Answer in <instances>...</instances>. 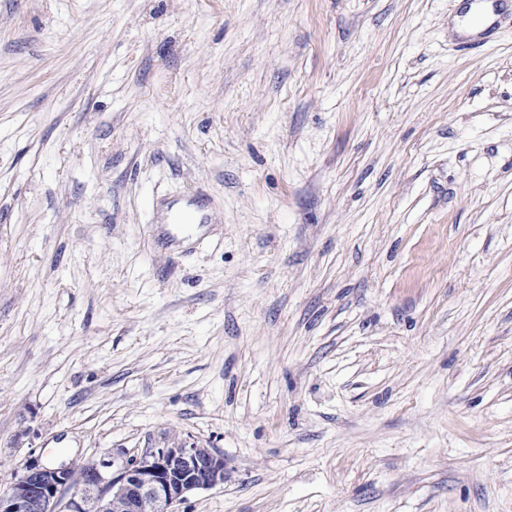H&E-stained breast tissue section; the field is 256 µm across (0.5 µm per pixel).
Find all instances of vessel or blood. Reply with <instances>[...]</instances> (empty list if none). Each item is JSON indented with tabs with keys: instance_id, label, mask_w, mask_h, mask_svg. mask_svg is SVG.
<instances>
[{
	"instance_id": "1",
	"label": "vessel or blood",
	"mask_w": 512,
	"mask_h": 512,
	"mask_svg": "<svg viewBox=\"0 0 512 512\" xmlns=\"http://www.w3.org/2000/svg\"><path fill=\"white\" fill-rule=\"evenodd\" d=\"M215 218L203 194L183 195L166 202L157 212L153 236L171 257L193 252L211 238Z\"/></svg>"
}]
</instances>
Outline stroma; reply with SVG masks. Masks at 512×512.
<instances>
[{
    "label": "stroma",
    "mask_w": 512,
    "mask_h": 512,
    "mask_svg": "<svg viewBox=\"0 0 512 512\" xmlns=\"http://www.w3.org/2000/svg\"><path fill=\"white\" fill-rule=\"evenodd\" d=\"M0 0V491L194 444L178 512H512V0ZM201 191L175 261L151 200Z\"/></svg>",
    "instance_id": "stroma-1"
}]
</instances>
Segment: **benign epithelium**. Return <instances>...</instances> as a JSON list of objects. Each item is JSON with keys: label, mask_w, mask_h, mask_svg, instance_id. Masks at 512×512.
Segmentation results:
<instances>
[{"label": "benign epithelium", "mask_w": 512, "mask_h": 512, "mask_svg": "<svg viewBox=\"0 0 512 512\" xmlns=\"http://www.w3.org/2000/svg\"><path fill=\"white\" fill-rule=\"evenodd\" d=\"M113 465L30 462L0 493V512H177L188 495L224 484V457L194 444L146 448L108 478Z\"/></svg>", "instance_id": "7a95c632"}]
</instances>
